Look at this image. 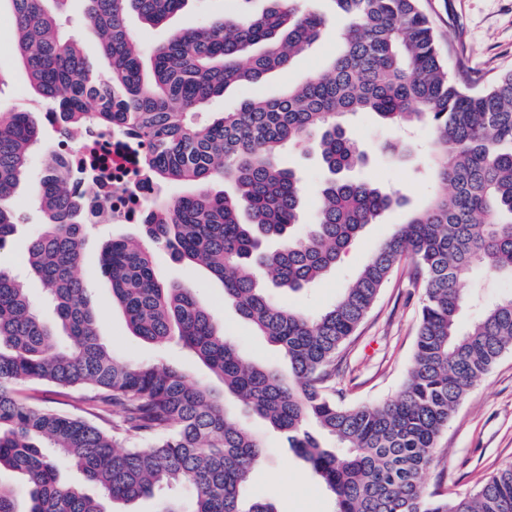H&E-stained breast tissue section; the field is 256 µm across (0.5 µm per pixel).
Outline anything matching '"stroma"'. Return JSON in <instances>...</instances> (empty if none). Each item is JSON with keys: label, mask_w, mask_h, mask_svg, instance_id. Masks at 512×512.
<instances>
[{"label": "stroma", "mask_w": 512, "mask_h": 512, "mask_svg": "<svg viewBox=\"0 0 512 512\" xmlns=\"http://www.w3.org/2000/svg\"><path fill=\"white\" fill-rule=\"evenodd\" d=\"M438 32L442 50L448 59V72L455 79L487 83L498 73L512 70V0H420ZM314 9L325 15L326 27L320 39L306 54L295 58L288 69L268 77L261 86L263 94L275 96L288 85L297 83L321 69L338 49V34L346 20L334 9L332 0H311ZM235 0H187L184 8L163 25H148L137 15L128 23L144 50H152L172 31L199 26L206 16L235 12ZM65 31L78 32L86 57L98 72L107 73L108 62L100 52V40L86 23L81 0H72ZM12 20L0 11V113L19 108L32 111L39 125H46L43 108L34 104L36 95L13 49ZM349 131L369 151V175L383 187L399 189L406 205L387 211L378 223L366 226L336 267L319 283L297 293L277 291L283 304L316 313L336 302L344 288L355 279L376 245L401 224L407 213L422 209L440 185L432 174L431 139L425 127L397 131L385 126L378 117L363 114L352 118ZM392 142L395 152L385 151L384 142ZM284 163L296 170L309 187L303 206L305 215L317 208L316 186L324 178L320 158L313 148H288ZM43 153H35L24 183L10 205L27 216L9 244L0 249V270L20 277L34 303L39 304L43 319L54 323L52 310L42 303V285L28 273L27 254L31 237L39 231L44 216L36 193ZM136 224H99L92 227L85 240L87 259L77 275L90 290L103 316L98 329L117 353L136 361L152 360L153 345L132 335L123 315L111 307L112 290L99 262L103 243L113 237L136 238ZM154 264L168 281L193 289L198 299L209 307L226 336L238 342L245 357L253 362L284 366L281 354L263 337L255 335L225 304L224 288L199 266L174 260L170 250L155 249ZM409 262L395 269L375 306L348 346L337 387L346 404L376 403L395 396L404 382L412 361L417 321L423 291L409 284ZM241 422L250 424L264 439L268 454L254 470L245 489L251 499L273 502L277 512H333L332 494L290 450L284 436L254 417L240 414ZM439 458L425 471L427 487L451 486L458 493L475 492L482 480L501 464L512 461V350L504 353L458 406L438 440Z\"/></svg>", "instance_id": "35a3bbf8"}]
</instances>
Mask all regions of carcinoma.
<instances>
[{
    "label": "carcinoma",
    "mask_w": 512,
    "mask_h": 512,
    "mask_svg": "<svg viewBox=\"0 0 512 512\" xmlns=\"http://www.w3.org/2000/svg\"><path fill=\"white\" fill-rule=\"evenodd\" d=\"M4 2L15 52L57 137L129 129L145 143L140 167L151 184L197 186L152 197L139 220L145 239L107 240L100 263L130 332L190 351L224 393L164 360L131 362L99 334L100 311L75 271L102 208L78 191L82 174L50 152L37 196L45 224L30 241L28 263L55 325L0 271V471L18 473L29 489L22 509L0 483V512H109L108 501H136L163 486L188 487L193 506L170 501L160 512H276L272 502L242 494L266 446L226 408L229 397L285 435L334 495L336 512H512V463L474 494L430 491L423 482L457 406L512 349V292L467 329L459 325L469 300L460 285L475 270L512 280V70L475 91L448 74L420 0H334L349 24L323 70L278 97L257 95L199 123L210 99L287 68L319 39L324 17L305 8L307 0H268L258 14L171 33L146 65L127 15L160 25L187 0H84L110 68L103 78L80 37L59 30L70 0ZM366 112L389 127L427 126L434 173L447 190L408 213L340 298L311 316L278 303L266 282L297 292L323 278L367 225L404 204L372 178L348 176L368 154L346 120ZM43 139L27 112L0 120V247L22 223L7 202ZM310 141L326 176L305 224L302 178L280 154ZM215 180L233 192L211 193ZM154 247L220 281L224 299L279 350L289 375L246 361L193 291L159 277ZM404 259L413 287L423 290L407 379L392 400L348 406L336 389L341 353ZM20 382L76 397L90 414L112 418V430L33 402ZM63 463L103 498L60 481Z\"/></svg>",
    "instance_id": "carcinoma-1"
}]
</instances>
